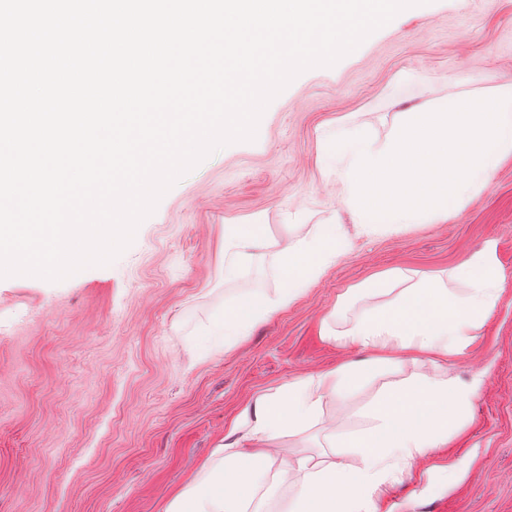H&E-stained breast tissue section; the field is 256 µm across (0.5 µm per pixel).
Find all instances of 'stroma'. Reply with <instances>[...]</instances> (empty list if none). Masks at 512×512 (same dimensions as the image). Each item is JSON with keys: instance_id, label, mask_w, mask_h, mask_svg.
I'll list each match as a JSON object with an SVG mask.
<instances>
[{"instance_id": "stroma-1", "label": "stroma", "mask_w": 512, "mask_h": 512, "mask_svg": "<svg viewBox=\"0 0 512 512\" xmlns=\"http://www.w3.org/2000/svg\"><path fill=\"white\" fill-rule=\"evenodd\" d=\"M423 81L394 104L402 73ZM512 81V0H428L331 67L297 76L263 113L255 141L184 175L111 263L59 282L0 278V512H165L255 397L368 352L320 334L339 296L393 268L451 269L497 243L501 297L451 376L482 378L465 429L403 475L392 512H512V160L445 222L359 235L319 163L320 136L358 124L386 139L401 112ZM260 216L262 247L224 277V227ZM320 224L351 246L274 318L229 348L198 338L225 303L279 286L277 255ZM405 360L370 373L320 421L283 436L277 456L315 450L325 428L351 432L392 382L427 373ZM462 461L449 481L444 468Z\"/></svg>"}]
</instances>
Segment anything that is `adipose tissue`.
Listing matches in <instances>:
<instances>
[{
    "label": "adipose tissue",
    "mask_w": 512,
    "mask_h": 512,
    "mask_svg": "<svg viewBox=\"0 0 512 512\" xmlns=\"http://www.w3.org/2000/svg\"><path fill=\"white\" fill-rule=\"evenodd\" d=\"M259 245L255 225H225V278H233L239 261ZM349 247L332 224L288 245L278 254L279 288L226 303L206 326L207 341L236 344L258 323L288 308ZM452 280L463 282L465 292L452 291ZM499 282L496 243L490 240L448 275L397 268L363 284L360 293L390 292L393 301L385 308H365L342 330L335 316H328L320 334L337 345L371 351L379 365L409 358L436 368L469 347L473 331L499 301ZM364 374V367L346 365L288 382L246 404L228 422L206 463L213 476L178 491L165 512H246L255 499L278 493L282 477L291 470L300 480L290 512H379L398 472L430 450L447 447L464 430L481 379L462 384L425 374L411 383L393 384L368 410L367 428L353 435L329 430L323 450L291 460L243 448L248 439L272 446L284 434L307 430L319 421L326 397H347ZM339 448L351 449L357 465L337 459Z\"/></svg>",
    "instance_id": "adipose-tissue-1"
}]
</instances>
